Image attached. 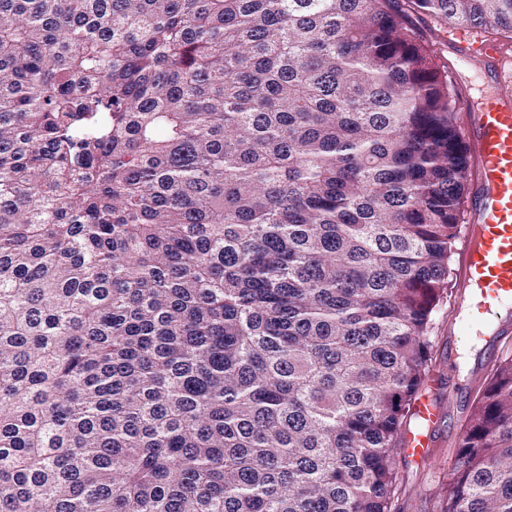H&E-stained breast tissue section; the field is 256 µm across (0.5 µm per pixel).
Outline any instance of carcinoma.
I'll use <instances>...</instances> for the list:
<instances>
[{"mask_svg":"<svg viewBox=\"0 0 512 512\" xmlns=\"http://www.w3.org/2000/svg\"><path fill=\"white\" fill-rule=\"evenodd\" d=\"M466 154L398 0H0V512H399ZM437 512H512L509 352Z\"/></svg>","mask_w":512,"mask_h":512,"instance_id":"1","label":"carcinoma"}]
</instances>
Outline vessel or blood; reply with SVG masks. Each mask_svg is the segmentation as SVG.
I'll return each instance as SVG.
<instances>
[{
  "instance_id": "1",
  "label": "vessel or blood",
  "mask_w": 512,
  "mask_h": 512,
  "mask_svg": "<svg viewBox=\"0 0 512 512\" xmlns=\"http://www.w3.org/2000/svg\"><path fill=\"white\" fill-rule=\"evenodd\" d=\"M448 43L466 62L490 71L499 86L464 129L473 187L456 273L458 331L465 336L486 331L489 356L499 337L512 334V47L481 39L466 24L449 31ZM454 372V363L444 364L432 388L413 404L417 426L405 433L402 453L420 466L431 463L438 432L453 425L440 393L452 384Z\"/></svg>"
}]
</instances>
